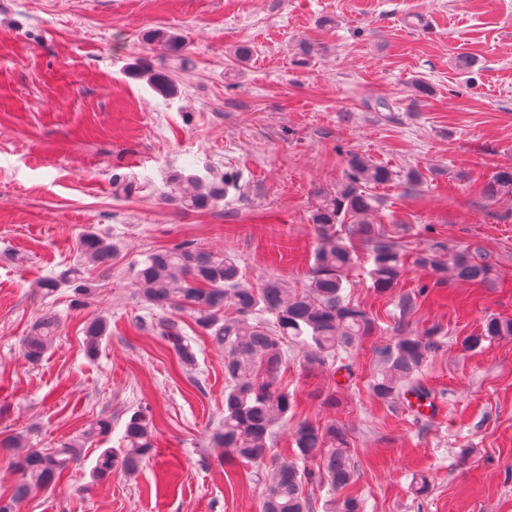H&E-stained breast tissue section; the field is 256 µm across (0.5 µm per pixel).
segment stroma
Wrapping results in <instances>:
<instances>
[{
    "mask_svg": "<svg viewBox=\"0 0 512 512\" xmlns=\"http://www.w3.org/2000/svg\"><path fill=\"white\" fill-rule=\"evenodd\" d=\"M152 29L182 38L185 64L145 42ZM462 54L473 59L465 72ZM137 62L168 70L176 94L129 75ZM418 79L432 88L420 101ZM353 153L392 171L371 189L375 221L407 256L463 249L489 273L442 282L411 264L397 286L426 288L409 327L439 326L446 342L419 374L432 393L421 415L369 393L395 307L358 251L351 297L381 330L352 351L350 386L289 350L280 382L293 418L345 425L365 512H512V336L461 344L488 316L512 318V199L480 193L512 166V0H0V439L51 448L112 421L18 512H261L268 479L212 442L223 347L178 314L197 358L183 369L156 327L166 313L139 299L133 269L189 243L233 257L252 285L274 276L303 287L319 244L311 215L347 180ZM209 171L238 178L219 209L162 200L173 174ZM88 229L118 245L110 266L85 267L96 298L65 287L43 296L38 281L76 263ZM48 310L55 338L29 361L23 340ZM100 316L108 333L91 358L84 328ZM331 392L333 407L321 401ZM140 408L153 413L154 455L94 482L101 449L122 446ZM423 475L429 488L415 493Z\"/></svg>",
    "mask_w": 512,
    "mask_h": 512,
    "instance_id": "stroma-1",
    "label": "stroma"
}]
</instances>
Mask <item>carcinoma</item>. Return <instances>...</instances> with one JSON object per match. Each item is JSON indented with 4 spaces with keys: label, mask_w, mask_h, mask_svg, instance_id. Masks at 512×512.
I'll return each instance as SVG.
<instances>
[{
    "label": "carcinoma",
    "mask_w": 512,
    "mask_h": 512,
    "mask_svg": "<svg viewBox=\"0 0 512 512\" xmlns=\"http://www.w3.org/2000/svg\"><path fill=\"white\" fill-rule=\"evenodd\" d=\"M146 39L162 55L186 62L180 36L154 29L147 32ZM133 73L147 74L155 89L165 96L175 91L171 77L164 71L138 67ZM347 165L348 180L335 194L325 197L312 215L320 245L305 287L292 289L285 280L269 277L255 288L243 280L232 257H216L186 244L148 255L134 274V285L144 302L187 313L202 333L224 347V419L212 440L217 447L260 471L273 468L261 512H313V502L304 493L309 486L328 487L324 512L363 509L359 498L343 493L358 479L344 427L334 423L315 427L301 421L293 428L297 460L277 464L269 455L293 407L290 394L279 384L288 347L297 348L304 367H338L352 382L356 380L354 365L343 359L377 330L370 313L348 299L347 289L352 284L347 272L354 264L355 244L369 251L368 276L376 291L394 292L404 272L403 249L383 225L370 221L377 210V200L366 192L371 185L389 182L392 172L358 154L351 155ZM235 183L236 175L231 172L176 174L167 183L162 200L186 211H209L224 202ZM482 194L489 201L512 197V167L495 171L483 183ZM78 249L83 263L69 269L63 281L54 277L41 280L38 287L44 296L53 295L66 282L78 297H95L97 288L85 276L84 265H108L116 245L88 230L80 235ZM415 264L463 282H477L487 275L486 265L464 251L450 252L444 259L431 249L423 250L416 254ZM425 293L426 288L422 287L395 296L397 336L377 349V370L369 390L374 399L388 407L402 397L411 396L419 402L430 398L418 381V374L442 347L440 332L436 327L417 336L407 332V318ZM56 325V318L50 313L38 319L24 343L28 359L37 361L44 355ZM158 329L172 344L181 365L187 370L193 368L196 356L183 339L180 324L163 319L158 322ZM107 331L103 318L86 326L87 356L97 355ZM500 336H512V319L491 316L479 333L465 337L462 344L476 349ZM110 426V420L103 417L54 448L27 449L14 463L18 479L10 499L0 500V512H16L17 504L32 490L51 487L65 470L80 461L86 443L106 434ZM124 441L122 448L102 450L93 468L94 481H107L118 472L132 473L150 457L154 447L150 410L133 412L126 423Z\"/></svg>",
    "instance_id": "cac0c4a2"
}]
</instances>
